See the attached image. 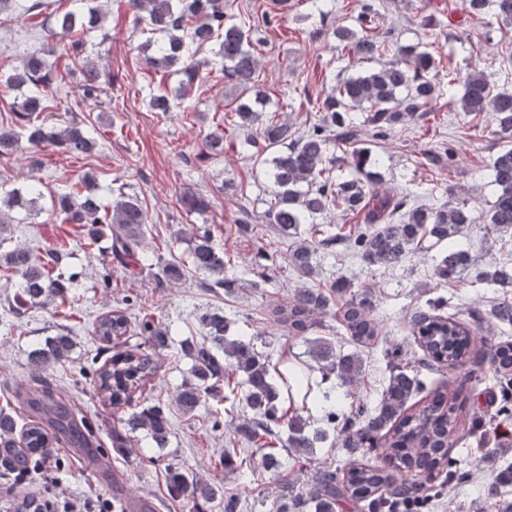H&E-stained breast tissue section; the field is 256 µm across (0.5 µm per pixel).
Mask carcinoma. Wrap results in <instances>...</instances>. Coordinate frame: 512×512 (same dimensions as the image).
<instances>
[{
    "instance_id": "carcinoma-1",
    "label": "carcinoma",
    "mask_w": 512,
    "mask_h": 512,
    "mask_svg": "<svg viewBox=\"0 0 512 512\" xmlns=\"http://www.w3.org/2000/svg\"><path fill=\"white\" fill-rule=\"evenodd\" d=\"M84 8L53 13L50 35L55 40L48 55L27 56L13 73L0 77V86L16 90L20 96L11 107V125L0 127V157H7L26 143L32 148L43 145L61 147L75 157L89 154L96 142L75 118L64 124L47 127L40 120L49 103L55 99L58 83L64 74L59 60L77 62L86 52L85 35L101 28L104 11L100 0H83ZM141 32L146 34L141 48L146 53L148 69L164 76H180L178 93L173 95L162 86L149 89L147 105L153 112H172L187 108L185 99L201 79L202 68H216L241 89L246 99L239 100L235 115L242 126L256 122L264 101L256 90L257 58L253 52L251 29L228 21L224 16V0H127ZM475 15H491L512 25V0H468ZM336 38L352 62L372 61L389 51V44L372 35L357 36L348 28L336 29ZM213 46V55L204 60L197 55L205 46ZM398 58L340 82L323 100L318 118L304 131L288 121L270 120L259 132V139H248L243 150L261 154L281 148L268 160L266 175L275 197L268 213L269 223L291 240L285 254L288 265L302 277L315 273L314 256L319 251L336 252L342 246L353 251L368 267L389 266L411 253L429 236L448 243V253L434 268L435 277L443 282L460 280L471 273L475 281L501 288H512V254L491 264L457 248L454 239L470 224L483 222L485 234L512 238V91L492 92L490 75L474 66L465 76L448 71V87L461 85L460 111L467 114L488 113L492 133L505 146L491 158L492 183L497 187L489 209L475 213L466 203L445 202L431 207L419 205L408 191L391 188L381 182L360 178H343V171L353 166L357 172L376 163L365 149L351 152V160L329 155L330 146L358 143L356 111L366 113L364 123L375 139L389 137L408 119L426 112L438 96L439 86L431 77L436 68L433 55L421 46L397 49ZM102 74L97 65L86 62L81 68L83 97L98 101L104 93ZM96 175L84 174L69 191L54 200L53 211L62 224H76L87 238L94 240L100 225H112V253L125 266L142 263L140 247L146 237L147 216L140 199L118 188L112 208L104 210L98 202ZM182 207L203 213L210 207L200 193L186 192L180 198ZM37 207V187L22 188L0 185V213L26 212ZM337 209L362 212L366 222L354 234L345 236L331 231V226L316 223V218ZM190 262L170 260L162 266L163 277L175 282L189 271L200 278V284L212 292L234 291L237 279L230 275L232 259L217 250L209 233L194 232L190 236ZM63 250L44 245L34 253L15 248L0 254V272L17 276L22 289L20 304L45 306L64 301L69 291L68 279L59 271ZM265 263L256 272L252 287L262 288L275 278L278 268L274 257L262 255ZM344 298L339 304L336 298ZM441 299H429L426 307L417 308L408 325L423 355L408 357L399 345L386 350L389 374L380 397L373 401L362 390L365 379L363 359L359 354L336 351L327 338L315 341L313 357L322 377H334L345 395L354 397L348 408L341 407L336 395L314 390L309 376L296 366H283L273 354L261 351L253 340L227 339L228 322L224 315L213 312L199 318L200 338L180 346L183 356L192 360L191 378L177 389L175 403L181 413L192 416L209 398L222 396L227 402L225 416L230 418L232 448L224 449V467L233 458L248 454L246 477H257L281 466L274 449L268 448L281 434H287L286 448L294 453L293 472L288 481L278 486L272 508L274 512H336L346 503L358 512H401L407 501L428 506L454 486L469 481L472 471L457 468L453 449L461 441L483 427L482 420L468 416L464 386L477 388L492 382L490 404L500 424L512 422V341L502 339L512 329V298L503 297L487 311L472 309L468 315L476 327L468 328L453 317L437 310ZM376 300L366 290L340 280L332 292L321 288H299L287 298L269 305L266 315L271 326L291 338L313 332L326 318L338 324L349 342L370 349L382 335V325L375 315ZM129 332L127 316L121 311L103 314L96 322L94 334L110 342ZM145 343L117 351L93 370L98 397L119 406L134 393L154 381L161 368L154 351L168 346L167 334L159 326L143 328ZM76 341L67 328L47 340L31 358L34 370L69 359ZM480 353L487 368L470 365V355ZM446 367L458 372L459 386L443 382L431 388L422 371H439ZM240 375L242 382H225L227 373ZM33 383L42 387V399L32 403L35 412L53 410V417L18 426L11 414L0 412V448L9 454L0 462L10 468L34 465L53 441L65 435L82 445L94 436L86 416L74 413L54 401L49 385L39 376ZM302 395V407L312 402L323 413L329 429L312 430L307 419L293 410L294 394ZM290 407H285V404ZM128 431L112 428V443L120 448L130 444L131 434L139 431L157 447H163L170 434L169 420L163 404L157 403L131 415ZM333 438L336 448H356L362 457L332 469L324 464L316 467L311 483L300 485L304 462L312 461L316 445ZM382 449L385 464L380 466L368 454ZM490 463L486 484L487 498L495 496V486L512 469L505 472ZM445 474L435 482L433 472ZM172 495L186 501L189 512H204L202 506L215 500L224 502V512H244L246 498L242 493L227 492L224 485L197 475L188 476L175 467L169 468Z\"/></svg>"
}]
</instances>
